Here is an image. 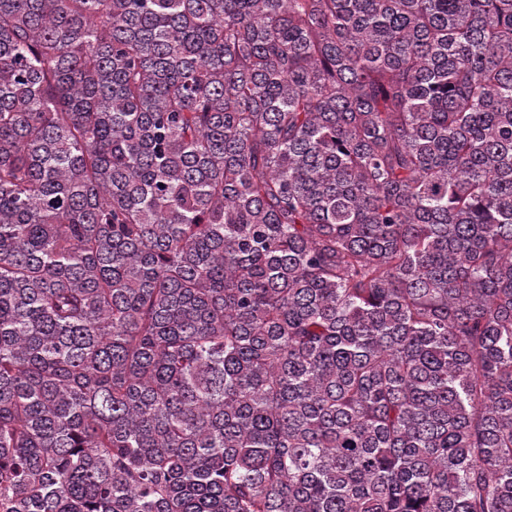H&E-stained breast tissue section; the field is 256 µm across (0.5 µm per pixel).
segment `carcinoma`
Segmentation results:
<instances>
[{
  "label": "carcinoma",
  "mask_w": 512,
  "mask_h": 512,
  "mask_svg": "<svg viewBox=\"0 0 512 512\" xmlns=\"http://www.w3.org/2000/svg\"><path fill=\"white\" fill-rule=\"evenodd\" d=\"M0 512H512V0H0Z\"/></svg>",
  "instance_id": "cac0c4a2"
}]
</instances>
